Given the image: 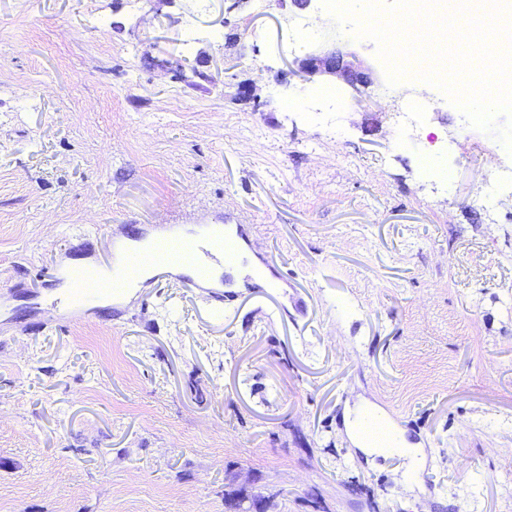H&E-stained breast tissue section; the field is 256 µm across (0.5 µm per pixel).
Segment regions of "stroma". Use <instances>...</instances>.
I'll return each instance as SVG.
<instances>
[{
  "instance_id": "1",
  "label": "stroma",
  "mask_w": 512,
  "mask_h": 512,
  "mask_svg": "<svg viewBox=\"0 0 512 512\" xmlns=\"http://www.w3.org/2000/svg\"><path fill=\"white\" fill-rule=\"evenodd\" d=\"M352 32L320 0H0V512H512V189L471 204L496 140L417 83L401 141L391 100L299 72L339 45L384 83ZM224 222L304 313L177 281L63 325L40 293L125 225ZM366 402L412 486L348 435Z\"/></svg>"
}]
</instances>
